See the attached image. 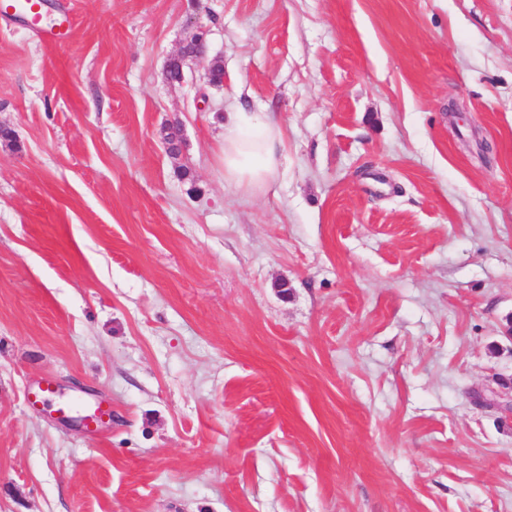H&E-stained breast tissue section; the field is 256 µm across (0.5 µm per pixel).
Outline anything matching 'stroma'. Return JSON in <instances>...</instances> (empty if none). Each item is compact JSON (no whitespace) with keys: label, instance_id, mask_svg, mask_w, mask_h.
<instances>
[{"label":"stroma","instance_id":"35a3bbf8","mask_svg":"<svg viewBox=\"0 0 512 512\" xmlns=\"http://www.w3.org/2000/svg\"><path fill=\"white\" fill-rule=\"evenodd\" d=\"M43 3L69 43L0 18V512H512V0ZM200 28L223 85L169 83ZM224 124V181L260 191L275 181L280 161L282 130L272 118L253 112H230Z\"/></svg>","mask_w":512,"mask_h":512}]
</instances>
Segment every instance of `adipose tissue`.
<instances>
[{"mask_svg": "<svg viewBox=\"0 0 512 512\" xmlns=\"http://www.w3.org/2000/svg\"><path fill=\"white\" fill-rule=\"evenodd\" d=\"M282 130L273 119L252 112H235L224 128V179L260 191L275 181Z\"/></svg>", "mask_w": 512, "mask_h": 512, "instance_id": "adipose-tissue-1", "label": "adipose tissue"}]
</instances>
